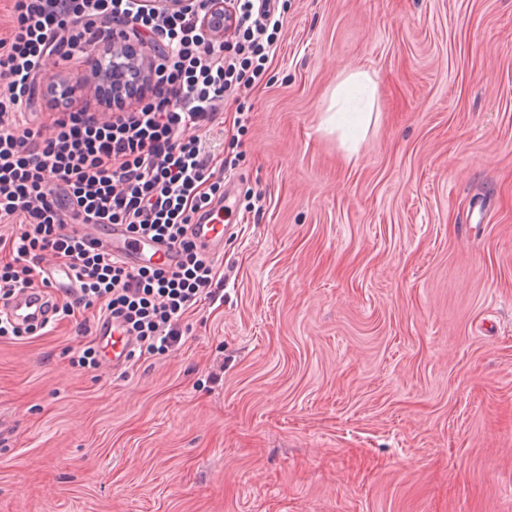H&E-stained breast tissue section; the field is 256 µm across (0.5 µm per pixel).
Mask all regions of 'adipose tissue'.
<instances>
[{"mask_svg":"<svg viewBox=\"0 0 512 512\" xmlns=\"http://www.w3.org/2000/svg\"><path fill=\"white\" fill-rule=\"evenodd\" d=\"M376 97L377 85L367 71H343L332 97L334 109L325 114L323 124L327 130L339 131L348 153L357 152L358 133L370 126Z\"/></svg>","mask_w":512,"mask_h":512,"instance_id":"1","label":"adipose tissue"}]
</instances>
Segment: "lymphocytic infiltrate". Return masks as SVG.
Here are the masks:
<instances>
[{
  "label": "lymphocytic infiltrate",
  "mask_w": 512,
  "mask_h": 512,
  "mask_svg": "<svg viewBox=\"0 0 512 512\" xmlns=\"http://www.w3.org/2000/svg\"><path fill=\"white\" fill-rule=\"evenodd\" d=\"M14 26L0 43V300L32 288L44 255L68 267L78 286L70 301L52 304L53 320L98 309L120 319L141 353L177 344L190 309L217 295V266L189 235L215 200L235 160L203 139L224 96L262 79L277 49L272 0H224L229 25L215 40L199 10L163 13L144 0H12ZM130 16L167 60L153 66L155 101L111 112L50 113L40 128L25 118L47 58L64 44L95 45L107 33L98 15ZM79 224H123L132 233L179 248L176 269L134 267L75 230Z\"/></svg>",
  "instance_id": "f902f5d3"
}]
</instances>
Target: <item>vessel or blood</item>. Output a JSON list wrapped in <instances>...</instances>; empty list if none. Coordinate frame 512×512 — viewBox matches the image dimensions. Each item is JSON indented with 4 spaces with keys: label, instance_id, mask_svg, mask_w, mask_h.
I'll list each match as a JSON object with an SVG mask.
<instances>
[{
    "label": "vessel or blood",
    "instance_id": "1",
    "mask_svg": "<svg viewBox=\"0 0 512 512\" xmlns=\"http://www.w3.org/2000/svg\"><path fill=\"white\" fill-rule=\"evenodd\" d=\"M234 206L232 191H225L224 200L216 205L201 223L193 225L194 239L203 251L212 255L224 252V233L227 229L224 216ZM78 230L85 236L111 245L113 252L121 254L130 264L153 262L176 267L180 261L178 247L159 244L146 239L130 238L121 224H82ZM46 287L17 294L8 304L0 307V314L7 315L20 327L40 324L51 314V291L70 287L67 272L49 263L44 267ZM95 335L108 352L107 362L112 369L124 368L127 354L132 347L119 323L100 321Z\"/></svg>",
    "mask_w": 512,
    "mask_h": 512
}]
</instances>
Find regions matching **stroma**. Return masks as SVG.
<instances>
[{"instance_id": "obj_1", "label": "stroma", "mask_w": 512, "mask_h": 512, "mask_svg": "<svg viewBox=\"0 0 512 512\" xmlns=\"http://www.w3.org/2000/svg\"><path fill=\"white\" fill-rule=\"evenodd\" d=\"M224 100L221 299L116 373L0 339V512H512V0H279ZM55 57L74 109L93 61ZM378 85L356 156L322 114ZM260 200V210L249 201Z\"/></svg>"}]
</instances>
